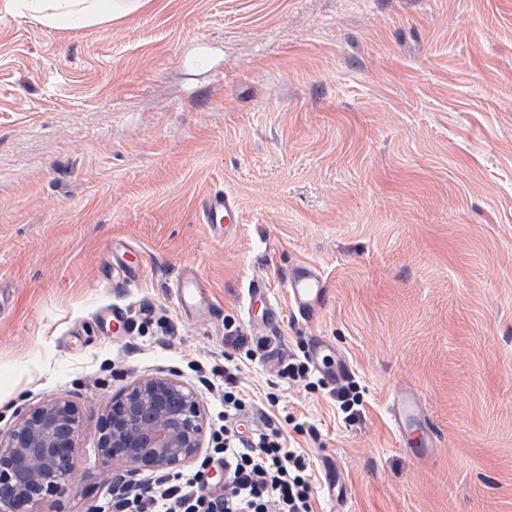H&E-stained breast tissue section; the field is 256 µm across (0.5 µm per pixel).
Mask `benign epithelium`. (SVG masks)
<instances>
[{
	"label": "benign epithelium",
	"mask_w": 512,
	"mask_h": 512,
	"mask_svg": "<svg viewBox=\"0 0 512 512\" xmlns=\"http://www.w3.org/2000/svg\"><path fill=\"white\" fill-rule=\"evenodd\" d=\"M84 418L70 402L43 401L0 435V512H40L68 490L74 450ZM105 465L125 467L132 481L144 471H177L202 448L204 418L199 393L170 377H147L112 400L97 424Z\"/></svg>",
	"instance_id": "obj_1"
}]
</instances>
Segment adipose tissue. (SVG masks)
<instances>
[{
    "label": "adipose tissue",
    "mask_w": 512,
    "mask_h": 512,
    "mask_svg": "<svg viewBox=\"0 0 512 512\" xmlns=\"http://www.w3.org/2000/svg\"><path fill=\"white\" fill-rule=\"evenodd\" d=\"M152 0H12L14 9L49 29L100 27L150 7Z\"/></svg>",
    "instance_id": "adipose-tissue-1"
}]
</instances>
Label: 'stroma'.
Returning <instances> with one entry per match:
<instances>
[{
	"mask_svg": "<svg viewBox=\"0 0 512 512\" xmlns=\"http://www.w3.org/2000/svg\"><path fill=\"white\" fill-rule=\"evenodd\" d=\"M216 191L241 216L221 241L200 221ZM119 243L145 263L114 288ZM300 261L330 288L313 324L281 283ZM187 265L215 314L181 313ZM256 277L280 308L262 330ZM230 334L269 342L240 375L256 401L315 338L360 386L353 423L325 390L283 392L314 512L331 467L347 512H512V0H154L78 30L0 0V430L57 397L86 420L49 512H99L123 477L96 423L139 378L198 388L211 450L224 406L198 375L223 385ZM400 382L440 438L425 464L389 426Z\"/></svg>",
	"mask_w": 512,
	"mask_h": 512,
	"instance_id": "1",
	"label": "stroma"
}]
</instances>
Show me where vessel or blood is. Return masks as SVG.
<instances>
[{
  "label": "vessel or blood",
  "instance_id": "1",
  "mask_svg": "<svg viewBox=\"0 0 512 512\" xmlns=\"http://www.w3.org/2000/svg\"><path fill=\"white\" fill-rule=\"evenodd\" d=\"M202 221L211 234L219 239L234 236L239 224L236 199L226 192L210 194L202 205ZM288 303L297 320L314 322L324 311L330 290L323 274L312 264L299 262L289 267L283 276ZM177 302L188 316L212 312L213 304L197 271L184 270L177 282ZM263 306L266 320L276 317L271 288L260 279L250 284L245 300L247 310ZM315 369L329 382H343L350 373L345 358L332 342L315 340L309 352ZM388 419L398 443L404 444L408 455L422 462L435 457L440 444L427 416L424 400L410 384H396L389 395Z\"/></svg>",
  "mask_w": 512,
  "mask_h": 512
}]
</instances>
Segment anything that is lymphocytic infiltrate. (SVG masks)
I'll return each mask as SVG.
<instances>
[{"label":"lymphocytic infiltrate","instance_id":"lymphocytic-infiltrate-1","mask_svg":"<svg viewBox=\"0 0 512 512\" xmlns=\"http://www.w3.org/2000/svg\"><path fill=\"white\" fill-rule=\"evenodd\" d=\"M224 355V423L214 433V447L190 473H164L153 485L114 496L103 512H313L310 458L290 447L272 409L280 403L277 391L266 394L265 422L251 433L238 429L239 419L253 411L254 401L238 385L240 365L261 358L264 341L230 337ZM224 468V490H208L206 470Z\"/></svg>","mask_w":512,"mask_h":512}]
</instances>
